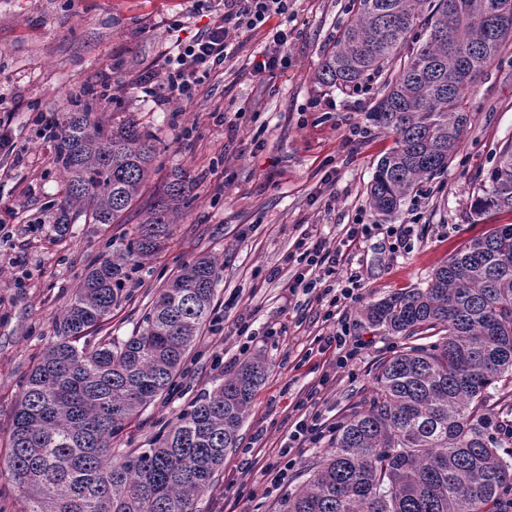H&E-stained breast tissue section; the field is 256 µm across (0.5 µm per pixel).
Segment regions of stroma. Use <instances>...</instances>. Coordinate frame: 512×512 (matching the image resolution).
<instances>
[{
  "label": "stroma",
  "instance_id": "35a3bbf8",
  "mask_svg": "<svg viewBox=\"0 0 512 512\" xmlns=\"http://www.w3.org/2000/svg\"><path fill=\"white\" fill-rule=\"evenodd\" d=\"M349 0H292L286 67L254 73L268 27L238 36L223 70L212 74L192 103L158 105L139 79L161 72L170 51L211 24L199 0H0V121L21 155L0 156V512H18L21 493L5 470L10 415L25 377L54 334L64 303L107 241L137 224L77 223L59 239L49 222L65 178L33 123L37 113L62 117L88 92L105 93L106 109L133 115L153 135L160 174L181 169L193 180L194 200L166 247L134 272L113 309V335H130L162 285L200 256L220 269L214 308L168 395L134 419L119 445L149 439L200 392L222 381L244 354H263L269 369L253 399L237 448L196 512H275L304 479L317 448L296 455L288 485L265 497V467L287 447L297 403L329 376L316 407L330 422L371 394L378 362L400 349L398 337L368 328L369 303L407 288L425 287L432 272L488 224L474 223L471 205L479 176L512 140V45L467 92L471 123L443 174L424 181L391 219L378 221L366 203L379 158L394 138L368 120L384 77L366 79L365 93L317 83L337 29L349 19ZM191 135H184V128ZM368 235L348 242L355 224ZM345 243L329 282L361 279L353 301L326 318L314 295L290 293L296 270L286 260L301 234ZM365 342L352 369L337 370L320 353L341 326ZM224 355L213 365V352Z\"/></svg>",
  "mask_w": 512,
  "mask_h": 512
}]
</instances>
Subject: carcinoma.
<instances>
[{
	"label": "carcinoma",
	"instance_id": "obj_1",
	"mask_svg": "<svg viewBox=\"0 0 512 512\" xmlns=\"http://www.w3.org/2000/svg\"><path fill=\"white\" fill-rule=\"evenodd\" d=\"M316 74L338 89L392 70L371 112L395 135L368 189L387 220L443 172L470 122L469 87L512 38V0H352ZM65 196L62 237L86 224H124L142 197L157 145L134 119L89 107L64 113L54 145ZM472 215L512 213V141L481 179ZM192 204L168 175L142 221L95 260L55 323L11 415L8 479L19 512H194L214 487L268 368L240 362L150 439L113 448L183 371L214 304L219 267L203 256L161 289L131 335H104L130 273L163 251ZM372 328L403 339L376 367L368 401L336 425L328 448L278 512H502L512 450L496 434L491 389L512 378V224L465 241L424 288L368 304Z\"/></svg>",
	"mask_w": 512,
	"mask_h": 512
}]
</instances>
